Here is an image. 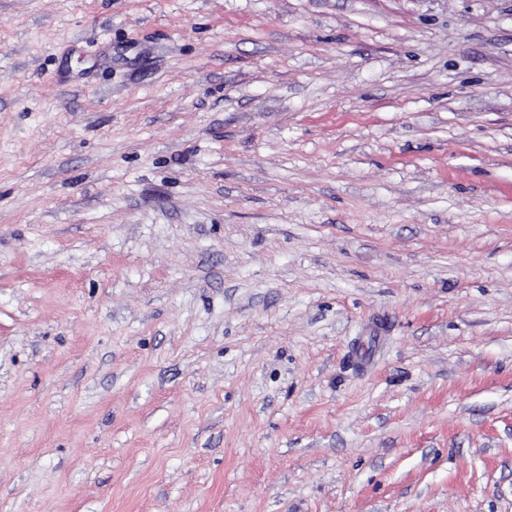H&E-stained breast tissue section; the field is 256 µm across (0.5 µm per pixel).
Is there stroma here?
Masks as SVG:
<instances>
[{
  "mask_svg": "<svg viewBox=\"0 0 512 512\" xmlns=\"http://www.w3.org/2000/svg\"><path fill=\"white\" fill-rule=\"evenodd\" d=\"M0 512H512V0H0Z\"/></svg>",
  "mask_w": 512,
  "mask_h": 512,
  "instance_id": "1",
  "label": "stroma"
}]
</instances>
